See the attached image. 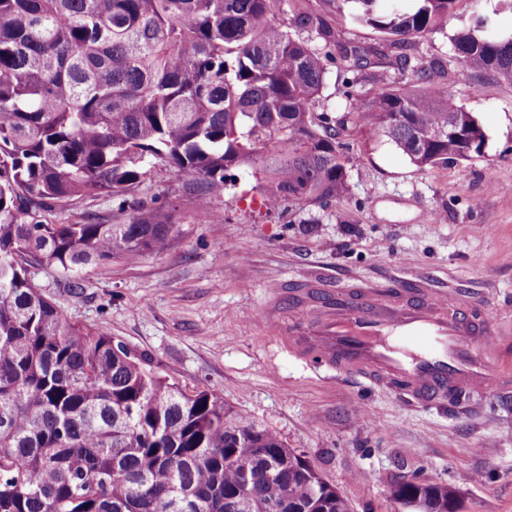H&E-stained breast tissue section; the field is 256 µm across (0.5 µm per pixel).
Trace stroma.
<instances>
[{"mask_svg": "<svg viewBox=\"0 0 512 512\" xmlns=\"http://www.w3.org/2000/svg\"><path fill=\"white\" fill-rule=\"evenodd\" d=\"M472 12L417 39L416 62L442 59L441 81L478 119L481 153L421 168L385 139L342 136L350 157L342 199L269 208L249 170L222 188L198 191L162 163L136 200L166 214V249L135 263L87 268L74 293L61 275H29L71 322L106 329L181 390H209L275 431L346 497L353 512H402L393 485L449 483L460 512H512V396L486 398L479 412L405 407L397 398L326 379L265 336L257 319L267 287L316 275L397 273L470 290L482 304L512 309V83L463 72L451 37ZM208 209L215 218L199 221ZM110 196L42 213L47 224L125 223Z\"/></svg>", "mask_w": 512, "mask_h": 512, "instance_id": "35a3bbf8", "label": "stroma"}]
</instances>
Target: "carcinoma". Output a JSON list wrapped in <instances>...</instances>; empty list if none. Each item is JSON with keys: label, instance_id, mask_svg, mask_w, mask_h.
<instances>
[{"label": "carcinoma", "instance_id": "obj_1", "mask_svg": "<svg viewBox=\"0 0 512 512\" xmlns=\"http://www.w3.org/2000/svg\"><path fill=\"white\" fill-rule=\"evenodd\" d=\"M324 2L377 38L349 45L314 12L281 22V0H0V512H352L277 433L68 321L28 276L44 266L76 290L89 265L162 252L172 225L143 206L124 224L38 220L85 197L127 202L153 159L208 191L250 168L276 206L345 195L349 126L420 168L481 152L482 127L434 81L442 61L410 54L460 0ZM451 41L463 70L512 81V34L484 12ZM331 64L341 116L315 111ZM380 64L407 81L358 93ZM392 496L448 512L459 492Z\"/></svg>", "mask_w": 512, "mask_h": 512}]
</instances>
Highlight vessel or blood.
I'll return each mask as SVG.
<instances>
[{"label":"vessel or blood","instance_id":"1","mask_svg":"<svg viewBox=\"0 0 512 512\" xmlns=\"http://www.w3.org/2000/svg\"><path fill=\"white\" fill-rule=\"evenodd\" d=\"M259 321L298 359L414 408H467L512 388V314L424 280L278 283Z\"/></svg>","mask_w":512,"mask_h":512}]
</instances>
